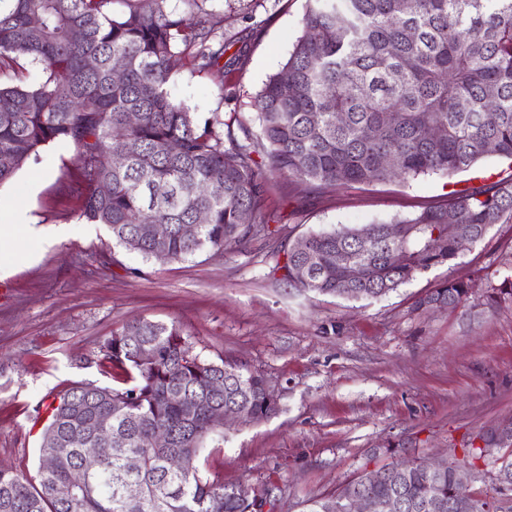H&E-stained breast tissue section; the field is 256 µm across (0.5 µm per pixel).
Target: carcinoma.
Returning a JSON list of instances; mask_svg holds the SVG:
<instances>
[{"instance_id": "cac0c4a2", "label": "carcinoma", "mask_w": 512, "mask_h": 512, "mask_svg": "<svg viewBox=\"0 0 512 512\" xmlns=\"http://www.w3.org/2000/svg\"><path fill=\"white\" fill-rule=\"evenodd\" d=\"M0 185L38 160L54 142L73 144L81 165L70 186L81 200L79 218L103 225L112 240L149 259L155 242L140 235L144 224L165 229L167 261L180 262L205 249L224 250L265 238L266 172L286 174L311 188L406 181L430 173L454 178L489 155L512 159V0H308L301 34L281 69L257 94L260 133L237 115L204 120L168 90L179 46H194L200 69L219 68L224 39L204 22H187L166 0H0ZM96 65L89 68L85 60ZM39 66L33 81L20 60ZM123 79L116 82L112 72ZM138 115L136 124L127 115ZM346 119L336 122V113ZM179 150H170V143ZM124 163L112 165V151ZM399 157L395 169L378 157ZM110 187L99 192L100 185ZM207 215L197 236L181 225ZM251 223L242 222L243 214ZM454 220L448 221V215ZM512 223V178L486 179L448 193L444 206L425 207L387 222L344 225L296 237L275 269L288 286L345 299H378L417 274L458 258L457 239L483 242L495 224ZM405 264L391 261L393 248ZM359 266L348 280L338 264ZM475 284L444 281L419 298L417 309L454 310ZM485 305L512 300V275L485 284ZM154 351L150 365L142 349ZM118 370L117 386L74 382L42 398L35 420L44 422L36 480L0 464V512H261L262 505L218 472L204 471L199 456L213 433L209 414L232 405L265 420L279 411L263 372L201 358L180 326L129 322L106 337L96 359ZM224 380V393L212 382ZM112 429V447L93 454L97 427ZM162 428L164 448L145 444ZM512 428L490 434L435 472L406 463L377 483L358 476L335 492L307 501L305 512H347L355 492L397 497L404 512H512ZM142 458L130 472L126 459ZM185 458L179 472L172 456ZM490 495L462 504L452 496L455 465H495ZM84 482L69 497L58 490L73 470ZM140 495H124L128 482Z\"/></svg>"}]
</instances>
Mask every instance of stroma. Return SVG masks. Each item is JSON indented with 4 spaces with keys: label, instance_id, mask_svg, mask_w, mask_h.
<instances>
[{
    "label": "stroma",
    "instance_id": "stroma-1",
    "mask_svg": "<svg viewBox=\"0 0 512 512\" xmlns=\"http://www.w3.org/2000/svg\"><path fill=\"white\" fill-rule=\"evenodd\" d=\"M167 0L205 20L226 43L224 70L174 58L169 89L203 117L259 121L255 97L286 61L307 0ZM79 165L69 143L0 185L4 209L24 208L35 229L12 265L0 268V462L34 475L43 429L30 412L52 388L112 384L86 356L122 325L176 323L209 361L243 364L277 387L280 410L255 425L217 430L200 457L225 484L278 486L276 512H303L369 467L388 464V445L415 457L451 458L512 425V304L490 310L473 295L455 311L416 310L448 279L512 273V223L459 258L418 274L378 301L297 290L273 273L259 241L204 250L182 262L145 259L78 217L69 188ZM266 210L294 234L373 224L448 198V179L422 175L310 190L271 173Z\"/></svg>",
    "mask_w": 512,
    "mask_h": 512
}]
</instances>
